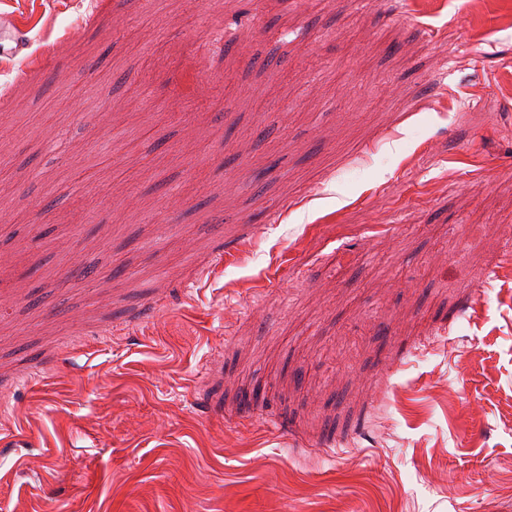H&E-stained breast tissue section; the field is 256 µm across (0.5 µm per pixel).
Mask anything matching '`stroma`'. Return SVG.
I'll return each instance as SVG.
<instances>
[{
  "label": "stroma",
  "instance_id": "stroma-1",
  "mask_svg": "<svg viewBox=\"0 0 512 512\" xmlns=\"http://www.w3.org/2000/svg\"><path fill=\"white\" fill-rule=\"evenodd\" d=\"M470 3L0 0L55 59L0 57L6 512H512V24Z\"/></svg>",
  "mask_w": 512,
  "mask_h": 512
}]
</instances>
